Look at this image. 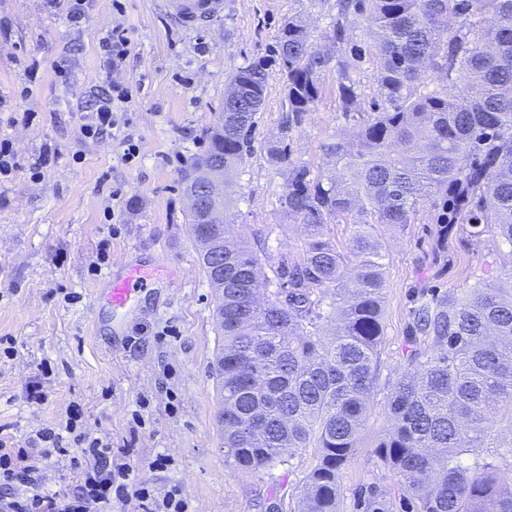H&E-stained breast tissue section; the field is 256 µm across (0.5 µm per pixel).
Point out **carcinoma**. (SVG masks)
Instances as JSON below:
<instances>
[{"instance_id":"carcinoma-1","label":"carcinoma","mask_w":512,"mask_h":512,"mask_svg":"<svg viewBox=\"0 0 512 512\" xmlns=\"http://www.w3.org/2000/svg\"><path fill=\"white\" fill-rule=\"evenodd\" d=\"M360 18L384 102L366 114L351 63L362 56L351 32ZM333 63L339 111L355 128L324 145L313 176L286 140L314 111ZM272 66L286 80L288 111L266 152L288 171L282 206L303 238L267 275L228 226ZM428 73L437 85L414 89ZM225 93L224 126L211 128L190 167L224 178L220 223L202 237L188 211L205 276L224 291L213 364L224 462L256 472L314 448L300 512H338L341 470L379 375L384 230L414 223L436 198L439 237L466 222L512 245V0H336L325 36L284 23L270 54L239 67ZM338 218L351 226L342 243L331 233ZM420 336L432 343L411 350L396 381L377 457L415 512H512V289L421 293L412 344Z\"/></svg>"}]
</instances>
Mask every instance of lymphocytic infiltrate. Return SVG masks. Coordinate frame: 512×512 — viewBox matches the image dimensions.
I'll return each instance as SVG.
<instances>
[{"instance_id":"obj_1","label":"lymphocytic infiltrate","mask_w":512,"mask_h":512,"mask_svg":"<svg viewBox=\"0 0 512 512\" xmlns=\"http://www.w3.org/2000/svg\"><path fill=\"white\" fill-rule=\"evenodd\" d=\"M130 98L127 86L113 82L97 94L86 108L84 134L99 139L124 119L123 104ZM75 420H68L63 432H39V443L18 448L0 439V512H107L113 501H137L142 512H189V503L180 487H171L156 496L145 483L130 484V463L112 459V447L76 431ZM75 434L88 461L87 468L68 488L50 492L41 487L36 474L40 457L65 453V434Z\"/></svg>"}]
</instances>
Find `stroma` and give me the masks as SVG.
Listing matches in <instances>:
<instances>
[{
  "label": "stroma",
  "mask_w": 512,
  "mask_h": 512,
  "mask_svg": "<svg viewBox=\"0 0 512 512\" xmlns=\"http://www.w3.org/2000/svg\"><path fill=\"white\" fill-rule=\"evenodd\" d=\"M91 0L79 24L70 0H0V139L15 153L0 179V338L14 342L0 356V438L27 446L45 428L65 426L79 410L78 429L130 462L134 482L163 495L184 490L191 512H296L313 449L258 472L224 465L212 368L223 343L210 288L186 223L182 178L207 145L224 88L238 67L266 55L288 19L308 22L313 38L329 29L335 0H224V12L198 30L168 19L159 0ZM123 23L132 40L125 68L110 70L99 39ZM367 21L353 31L366 52L354 73L359 101H379L376 58ZM130 87V127L85 138L83 108L110 82ZM336 68L321 76L323 92L292 134L293 161L317 168L323 146L346 123L336 99ZM286 83L270 71L257 114L254 149L236 178L230 220L249 240L265 236L272 254L296 251L301 227L281 205L286 170L271 165L268 142L280 135ZM140 159H122L126 133ZM48 160L39 177L30 166ZM434 206L415 223L384 233L385 270L380 375L358 448L342 469L339 512H358L361 491L375 488L389 512H405L403 488L380 462L376 446L387 429V400L407 365L412 307L435 286L459 292L483 283L512 286V245L492 233L471 236L455 225L437 236ZM164 264L166 274L136 308L113 316L103 300L111 274L127 264ZM46 400L35 405L26 387L41 365ZM40 458L44 488L65 490L76 476L79 444ZM168 468L152 469L157 455Z\"/></svg>",
  "instance_id": "35a3bbf8"
}]
</instances>
